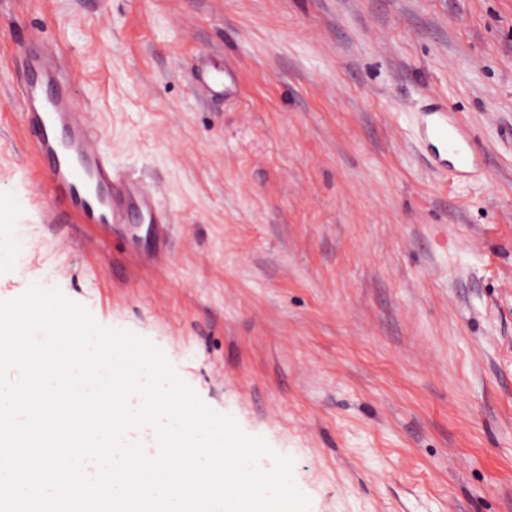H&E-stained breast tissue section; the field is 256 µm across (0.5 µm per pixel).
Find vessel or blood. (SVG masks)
<instances>
[{"mask_svg":"<svg viewBox=\"0 0 512 512\" xmlns=\"http://www.w3.org/2000/svg\"><path fill=\"white\" fill-rule=\"evenodd\" d=\"M24 70L19 103L22 125L40 163L53 213L66 215L79 227L106 233L113 225L126 223L130 212H140L154 242L148 257L159 258L168 246L170 218L159 205L157 186L114 174L112 157L103 150L98 129L72 97L75 78L53 51L40 45L29 47ZM194 79L210 101L237 92V72L231 66L221 73L197 66ZM428 113L432 121L424 128L423 139L432 158L438 161L447 155L467 160L474 151L470 131L441 99L432 100Z\"/></svg>","mask_w":512,"mask_h":512,"instance_id":"b4317fda","label":"vessel or blood"}]
</instances>
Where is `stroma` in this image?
Returning <instances> with one entry per match:
<instances>
[{
	"mask_svg": "<svg viewBox=\"0 0 512 512\" xmlns=\"http://www.w3.org/2000/svg\"><path fill=\"white\" fill-rule=\"evenodd\" d=\"M60 51L145 242L51 223L18 97ZM237 67L212 103L200 58ZM438 95L480 150L421 140ZM0 300L56 287L295 461L311 512H512V0H0Z\"/></svg>",
	"mask_w": 512,
	"mask_h": 512,
	"instance_id": "35a3bbf8",
	"label": "stroma"
}]
</instances>
